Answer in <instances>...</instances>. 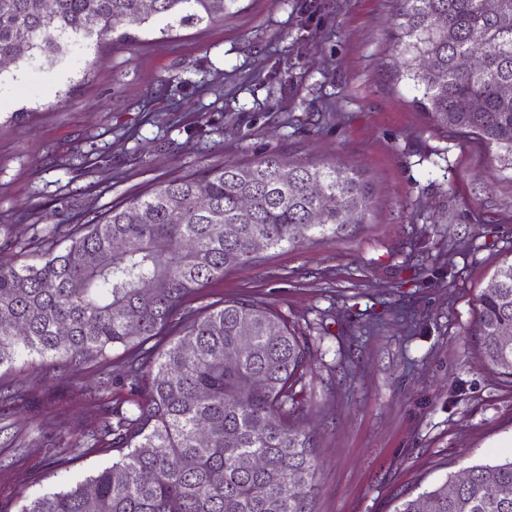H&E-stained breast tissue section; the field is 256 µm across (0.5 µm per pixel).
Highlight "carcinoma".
<instances>
[{
	"mask_svg": "<svg viewBox=\"0 0 512 512\" xmlns=\"http://www.w3.org/2000/svg\"><path fill=\"white\" fill-rule=\"evenodd\" d=\"M237 0H0V58L59 61L79 36L151 19L212 22ZM389 40L397 79L434 123L474 134L499 171H512V0H393ZM477 54L463 70L457 59ZM246 198L249 206L238 205ZM372 196L359 171L277 155L157 182L121 205L70 224H44L0 263V368L22 356L74 370L135 358L136 398L122 422L79 437L80 457L118 452L112 465L37 495L20 512H311L314 438L296 419L307 337L268 307L186 299L267 250L336 236L364 222ZM480 296L472 334L488 365L512 378V258ZM68 325L65 334L59 326ZM208 440H197L198 424ZM244 455L258 459L244 470ZM396 512H512V458L448 477Z\"/></svg>",
	"mask_w": 512,
	"mask_h": 512,
	"instance_id": "obj_1",
	"label": "carcinoma"
}]
</instances>
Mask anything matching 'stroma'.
Wrapping results in <instances>:
<instances>
[{"label": "stroma", "mask_w": 512, "mask_h": 512, "mask_svg": "<svg viewBox=\"0 0 512 512\" xmlns=\"http://www.w3.org/2000/svg\"><path fill=\"white\" fill-rule=\"evenodd\" d=\"M392 0H236L209 24L120 26L61 60L0 67V260L29 231L102 212L152 184L276 154L341 162L372 193L364 223L261 253L190 308L258 300L307 337L302 427L318 469L312 512H395L401 498L512 456V380L471 327L512 251V174L475 135L435 125L389 68ZM126 359L103 374L17 361L0 374V461L42 462L36 494L111 465L102 449L66 473L60 429L110 420L130 392Z\"/></svg>", "instance_id": "1"}]
</instances>
